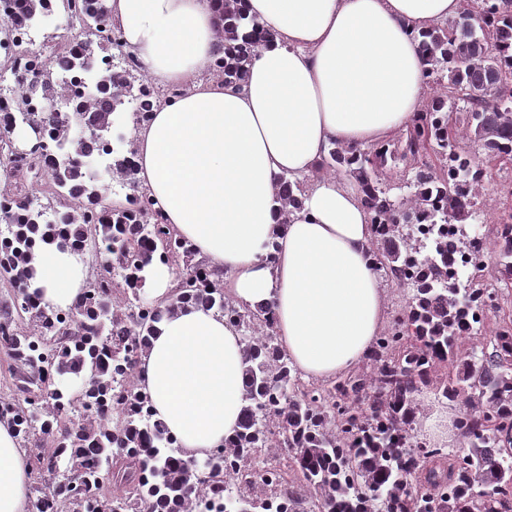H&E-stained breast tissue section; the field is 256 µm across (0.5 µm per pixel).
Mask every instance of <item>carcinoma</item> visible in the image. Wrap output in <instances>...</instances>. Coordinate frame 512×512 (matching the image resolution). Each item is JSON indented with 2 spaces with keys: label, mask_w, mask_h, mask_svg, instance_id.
Returning a JSON list of instances; mask_svg holds the SVG:
<instances>
[{
  "label": "carcinoma",
  "mask_w": 512,
  "mask_h": 512,
  "mask_svg": "<svg viewBox=\"0 0 512 512\" xmlns=\"http://www.w3.org/2000/svg\"><path fill=\"white\" fill-rule=\"evenodd\" d=\"M49 0H14L19 25L41 28ZM223 0L225 56L212 69L226 79L244 77L250 57L273 38L271 31ZM65 17L83 38L66 39L42 55L58 57L93 75L107 107L84 139L106 144L101 161L109 180L137 191L126 205L102 212L108 189L82 172L83 157L58 137L36 160L37 174L10 160V129H0V178L14 210L0 217L7 248L0 276L13 294L0 301V347L16 365V392L0 397L22 445L35 440L43 451L28 467L47 481L36 489L33 512H267L251 493V462L270 458L261 479L268 495L284 501L283 512H512V315L487 324L502 310L499 289L448 286V250L426 244L414 225L458 224L475 219L476 198L496 167L512 165V0H463L460 14L417 36L432 92L395 137L381 145L348 147L332 142L318 170L351 176L374 225L376 269L393 283L413 286L402 317L377 336L368 362L330 387L305 383L275 336L269 312L253 310L224 292L215 273L196 259L195 249L164 224L155 201L136 180L137 164H116L112 155H135L134 142L112 147L115 123H133L162 101L183 94L159 93L146 84L135 60L124 56L118 75L100 76L98 55L121 46L108 0H69ZM10 38L11 73L34 78L42 108L65 94L62 77L31 66ZM477 143L481 155L466 149ZM408 170L410 193L395 200L385 187L397 164ZM49 195L42 206L29 198L34 177ZM278 197L283 215L298 206L299 184L282 176ZM496 281L512 282V208L499 213L492 230ZM68 243L82 252L91 243L107 249L94 280L66 311L41 305L29 293L33 263L42 243ZM163 256L174 268L175 292L163 306L138 300L146 269ZM127 290L125 302L114 297ZM192 303L214 309L241 332L244 390L239 429L211 468L224 479L202 475L181 457L175 438L153 419L138 387L137 364L163 316ZM488 341L481 340L483 332ZM474 339L469 345L465 340ZM75 376L85 403L72 427L53 431L76 400L47 374ZM439 376L441 395L461 404L456 429L461 446L424 453L416 426L417 395ZM115 419H110V414ZM82 484L76 494L71 483Z\"/></svg>",
  "instance_id": "obj_1"
}]
</instances>
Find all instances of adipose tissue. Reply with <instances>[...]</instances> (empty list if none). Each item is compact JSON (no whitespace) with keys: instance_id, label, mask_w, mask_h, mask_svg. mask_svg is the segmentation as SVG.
<instances>
[{"instance_id":"adipose-tissue-1","label":"adipose tissue","mask_w":512,"mask_h":512,"mask_svg":"<svg viewBox=\"0 0 512 512\" xmlns=\"http://www.w3.org/2000/svg\"><path fill=\"white\" fill-rule=\"evenodd\" d=\"M462 0H244L274 34L245 79L201 80L224 55L218 0H109L124 53L183 93L135 131L137 176L164 223L190 241L226 291L271 311L293 366L328 380L367 361L386 321L374 227L348 181L314 172L333 142H387L425 95L416 34ZM301 181L283 216L277 178ZM31 289L72 306L89 269L70 247L41 251ZM243 345L215 310L187 304L156 326L137 379L186 460H206L239 426ZM0 512H29L25 452L0 421Z\"/></svg>"}]
</instances>
